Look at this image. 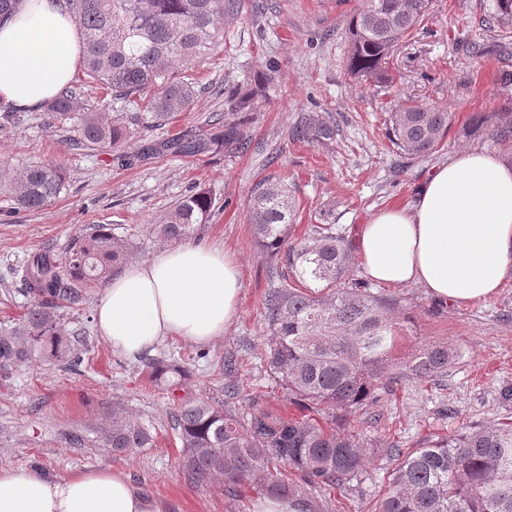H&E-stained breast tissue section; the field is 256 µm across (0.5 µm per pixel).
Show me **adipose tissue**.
I'll return each instance as SVG.
<instances>
[{"label": "adipose tissue", "mask_w": 512, "mask_h": 512, "mask_svg": "<svg viewBox=\"0 0 512 512\" xmlns=\"http://www.w3.org/2000/svg\"><path fill=\"white\" fill-rule=\"evenodd\" d=\"M76 28L58 0H21L0 18V102L35 111L71 80ZM366 275L417 285L438 300L479 303L512 274V164L463 150L441 164L412 200L351 230ZM242 288L235 258L219 245H180L114 275L95 309L113 350L135 359L168 336L208 343L223 336ZM126 473L89 469L50 476L0 468V512H167Z\"/></svg>", "instance_id": "obj_1"}]
</instances>
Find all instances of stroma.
<instances>
[{
  "label": "stroma",
  "instance_id": "35a3bbf8",
  "mask_svg": "<svg viewBox=\"0 0 512 512\" xmlns=\"http://www.w3.org/2000/svg\"><path fill=\"white\" fill-rule=\"evenodd\" d=\"M483 2L429 0L424 16L386 60L394 83L379 87L351 79L345 66L346 24L364 0H241L238 18L224 25L223 46L187 69L201 87L189 111L155 128L148 114L114 105L132 123L138 144L186 131L201 135L224 115L225 86L276 64L278 82L246 129L250 146L243 153L163 152L127 160L119 152L74 147L75 121L54 123L46 110L12 111L0 104V169L53 161L67 173L65 189L41 210L17 209L9 196H0V329L18 326L27 312L20 269L30 253L64 252L74 237L106 224L136 243L130 263L147 262L170 245L156 225L184 196L204 191L213 201L212 213L189 241L224 246L238 258V310L214 341L198 345L171 337L156 352L177 359L204 352L182 380V390L211 397L233 383L241 390L235 401L240 412L255 402L285 418L295 415L296 407L265 370L263 302L277 282L278 265L254 239L253 194L267 179L286 184L300 238L308 225L328 219L346 232L382 208L408 202L432 170L456 152L487 150L512 164V145L465 133L474 113L500 112L512 104L496 82L501 62L463 50L487 36ZM409 101L448 109L453 124L436 152L406 165L385 135V119ZM311 110L332 118L335 142L289 140L290 128ZM371 290L398 303L396 316L404 321L398 359L431 343L447 345L456 358L447 375L400 382L376 403L349 413L348 431L410 450L438 436L512 422V403L500 396L512 386V277L480 303H444L416 285L375 283ZM103 291L95 286L83 305L59 311L65 327L83 343L79 370L35 362L0 379V466L55 476L109 468L130 474L165 502L168 512H254L263 497L258 486L231 495L223 481L198 487L179 477L181 444L167 424L166 394L150 386L143 361L112 350L94 327ZM229 354L237 366L225 375L220 367ZM115 402L150 420L154 447L122 456L103 446L93 425ZM73 433L84 435L83 446L70 443ZM389 481V469L370 454L346 490L309 487L305 494L317 512H376Z\"/></svg>",
  "mask_w": 512,
  "mask_h": 512
}]
</instances>
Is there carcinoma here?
I'll list each match as a JSON object with an SVG mask.
<instances>
[{"instance_id": "cac0c4a2", "label": "carcinoma", "mask_w": 512, "mask_h": 512, "mask_svg": "<svg viewBox=\"0 0 512 512\" xmlns=\"http://www.w3.org/2000/svg\"><path fill=\"white\" fill-rule=\"evenodd\" d=\"M427 0H365L348 20L346 71L365 82L388 84L383 69L394 41L405 35ZM83 43V80L69 84L47 104L59 121L81 113L73 143L120 150L135 133L120 113L105 104L85 110L84 88L99 85L112 99L134 103L158 124L188 111L198 96L195 82L176 67L201 63L224 43V22L237 18L239 0H63ZM483 22L488 40L470 42L475 58L512 59V0H491ZM278 70L224 90V120L201 138L183 135L160 148L193 154L248 149L244 125L255 119ZM452 126L446 108L404 105L389 113L390 143L413 161L436 151ZM468 135L497 144L512 143L511 112H476ZM296 142L327 146L336 125L322 112H306L291 128ZM65 174L53 162L30 165L0 177V193L38 210L65 187ZM211 199L198 192L181 199L159 225L166 239L182 240L208 221ZM294 203L286 185L268 181L255 191L249 220L263 253L282 263L277 286L264 300L267 332L266 371L283 386L288 400L309 414L284 418L256 405L246 417L230 406L240 388L224 385V398L178 395L172 378L188 367L176 360L147 361L153 384L168 394L166 417L181 443L179 476L196 486L224 478L232 491L254 482L269 498L305 507L298 490L275 472L288 467L307 485L341 488L362 473L364 441L345 431V413L378 400L392 381L422 382L448 373L455 353L440 344L425 345L407 360L393 363L398 323L388 314L392 299L375 296L364 281L348 280L353 264L350 240L334 224H311L307 236L292 235ZM133 244L101 224L75 237L63 254H31L22 269L29 297L22 326L0 330V376L36 359L68 366L81 363L61 307H75L87 289L104 282L123 263ZM95 434L116 455L153 447L152 426L121 404L95 426ZM394 465L378 512H512V424H496L431 439L411 451L374 447Z\"/></svg>"}]
</instances>
